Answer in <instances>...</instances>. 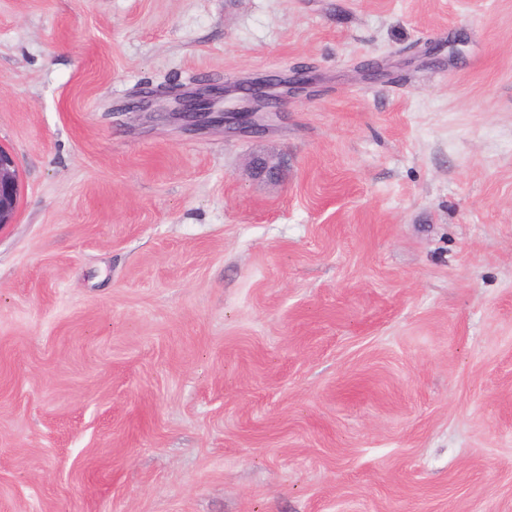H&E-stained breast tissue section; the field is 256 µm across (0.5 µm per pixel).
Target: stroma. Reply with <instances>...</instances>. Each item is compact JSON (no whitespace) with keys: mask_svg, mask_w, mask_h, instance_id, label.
I'll list each match as a JSON object with an SVG mask.
<instances>
[{"mask_svg":"<svg viewBox=\"0 0 512 512\" xmlns=\"http://www.w3.org/2000/svg\"><path fill=\"white\" fill-rule=\"evenodd\" d=\"M0 147V512H512V0H0ZM301 76H265L246 80L235 89L201 85L188 94L174 95L173 109L177 112H159L178 115L189 125L204 127L214 123L224 125V132L249 136L261 128L268 131L281 117L280 106L290 89L304 84ZM18 199L19 176L15 160L0 147V228L14 222Z\"/></svg>","mask_w":512,"mask_h":512,"instance_id":"35a3bbf8","label":"stroma"}]
</instances>
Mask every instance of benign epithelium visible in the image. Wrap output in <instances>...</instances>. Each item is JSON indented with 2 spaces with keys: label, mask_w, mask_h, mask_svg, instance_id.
I'll list each match as a JSON object with an SVG mask.
<instances>
[{
  "label": "benign epithelium",
  "mask_w": 512,
  "mask_h": 512,
  "mask_svg": "<svg viewBox=\"0 0 512 512\" xmlns=\"http://www.w3.org/2000/svg\"><path fill=\"white\" fill-rule=\"evenodd\" d=\"M304 84L299 76H265L246 80L232 90L202 85L172 97L173 110L193 126L214 123L224 132L249 136L268 131L281 117L280 106L288 92ZM19 199V176L13 156L0 147V229L14 222Z\"/></svg>",
  "instance_id": "obj_1"
}]
</instances>
